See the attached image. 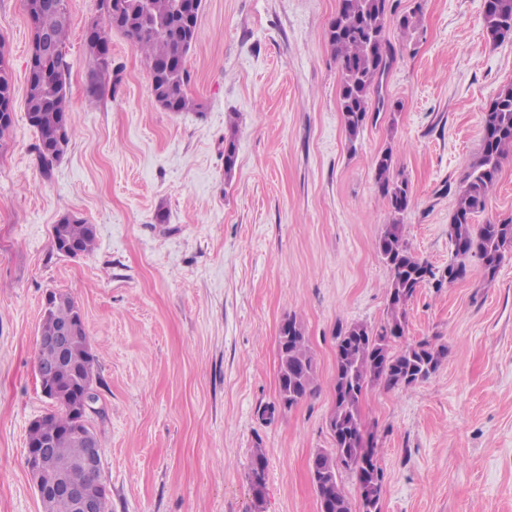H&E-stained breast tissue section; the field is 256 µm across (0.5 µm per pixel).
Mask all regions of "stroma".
Listing matches in <instances>:
<instances>
[{"mask_svg": "<svg viewBox=\"0 0 512 512\" xmlns=\"http://www.w3.org/2000/svg\"><path fill=\"white\" fill-rule=\"evenodd\" d=\"M69 6L75 135L47 176L24 107L31 26L23 0H0L14 85L0 146V512H41L26 448L31 422L51 408L37 337L57 290L76 301L98 358L89 423L109 512H253L246 473L258 446L262 512H318L308 460L333 445L337 328L387 319L390 271L376 240L391 215L375 159L391 149L409 182L411 251L445 268L483 114L512 82V36L487 40L483 0H398L416 23H390L385 107L352 146L325 38L337 0H203L187 112L154 104L141 54L117 32L91 92L85 32L97 0ZM67 213L95 226L91 254L53 251ZM511 215L512 155L474 221ZM292 316L316 390L265 423L257 411L277 400V336ZM422 340L446 349L436 372L406 389L374 386L363 403L384 471L381 512H512V257L494 278L473 258L464 279L420 288L396 346Z\"/></svg>", "mask_w": 512, "mask_h": 512, "instance_id": "1", "label": "stroma"}]
</instances>
